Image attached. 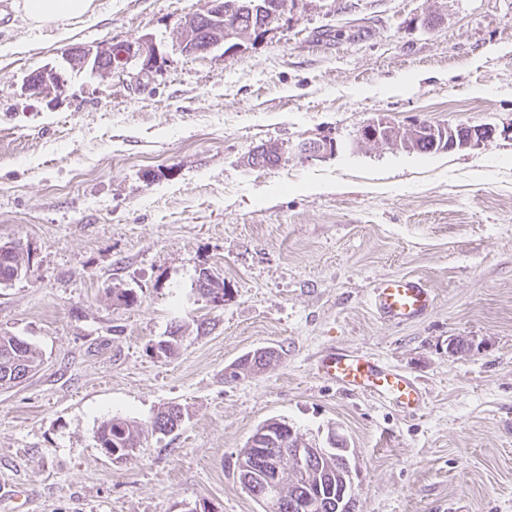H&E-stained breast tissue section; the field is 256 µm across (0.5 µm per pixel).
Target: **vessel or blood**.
<instances>
[{
    "mask_svg": "<svg viewBox=\"0 0 512 512\" xmlns=\"http://www.w3.org/2000/svg\"><path fill=\"white\" fill-rule=\"evenodd\" d=\"M433 301L426 283L409 274L383 278L371 290L375 314L388 323L421 319ZM316 371L340 389L377 398L404 412H417L424 405L416 378L367 354L330 351L319 358Z\"/></svg>",
    "mask_w": 512,
    "mask_h": 512,
    "instance_id": "obj_1",
    "label": "vessel or blood"
}]
</instances>
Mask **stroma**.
Here are the masks:
<instances>
[{"label":"stroma","mask_w":512,"mask_h":512,"mask_svg":"<svg viewBox=\"0 0 512 512\" xmlns=\"http://www.w3.org/2000/svg\"><path fill=\"white\" fill-rule=\"evenodd\" d=\"M206 2L95 0L34 30L0 0V245L25 261L0 285V332L42 358L0 389V512L20 490L26 512H262L238 457L271 419L346 440L355 512H512V0H288L240 50L186 54L178 25ZM145 35L159 57L136 84L66 61ZM46 66L62 91L26 94ZM373 120L499 133L407 153L362 143ZM324 139L333 153H300ZM269 143L287 160L248 166ZM402 274L434 306L381 322L370 290ZM262 347L278 361L225 381ZM333 349L410 373L423 409L323 381ZM170 404L182 426L154 431ZM112 417L142 429L123 464L96 446Z\"/></svg>","instance_id":"obj_1"}]
</instances>
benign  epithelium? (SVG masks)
<instances>
[{
	"label": "benign epithelium",
	"instance_id": "obj_1",
	"mask_svg": "<svg viewBox=\"0 0 512 512\" xmlns=\"http://www.w3.org/2000/svg\"><path fill=\"white\" fill-rule=\"evenodd\" d=\"M265 18L256 27H243L240 22L224 25V0H208L205 9L194 18L179 27V40L182 50L188 55L209 53L226 44L233 43L239 48L253 37V32H262L279 19L284 6L278 2L264 8ZM157 49L153 39L141 36L114 44L97 46H78L70 49L66 56L67 63L74 69L88 70L91 74L110 77L114 74L137 78L157 62ZM63 87L62 74L52 66L43 67L30 73L24 80L23 89L38 95L49 96ZM457 127L448 123H415L408 135H403L392 125L383 122H369L361 129L364 140L375 144L391 143L396 148L408 147L411 140L419 135H432L434 141L447 145V149L462 150L478 147L492 140L496 127L483 124L470 128L469 135L457 138ZM326 453L324 448H298L295 461L303 471L304 477L311 480L314 474L310 469V459ZM265 499L268 512H278L280 506V474L274 472L266 478Z\"/></svg>",
	"mask_w": 512,
	"mask_h": 512
}]
</instances>
